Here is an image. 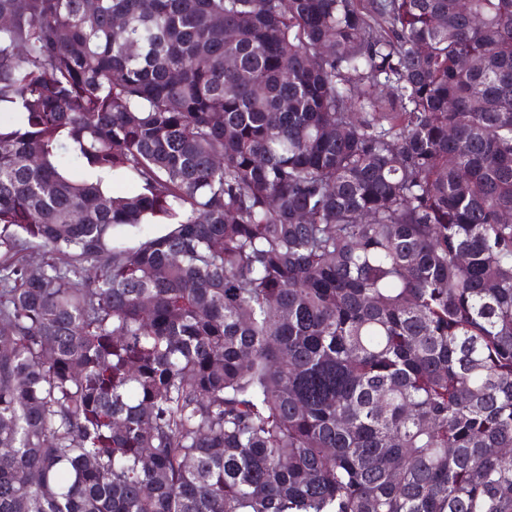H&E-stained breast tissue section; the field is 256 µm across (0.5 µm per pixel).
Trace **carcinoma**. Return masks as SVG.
Listing matches in <instances>:
<instances>
[{"mask_svg":"<svg viewBox=\"0 0 512 512\" xmlns=\"http://www.w3.org/2000/svg\"><path fill=\"white\" fill-rule=\"evenodd\" d=\"M0 17V512H512V0Z\"/></svg>","mask_w":512,"mask_h":512,"instance_id":"carcinoma-1","label":"carcinoma"}]
</instances>
